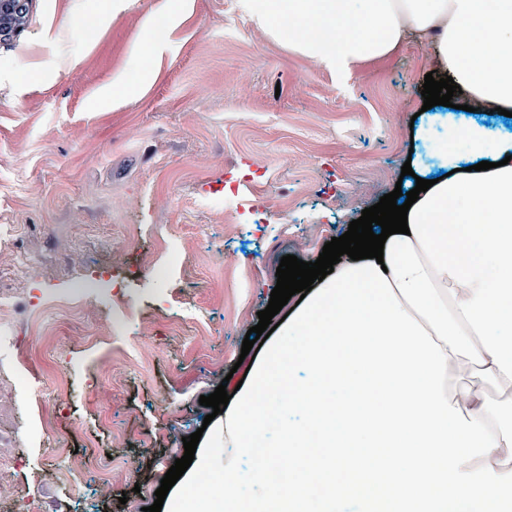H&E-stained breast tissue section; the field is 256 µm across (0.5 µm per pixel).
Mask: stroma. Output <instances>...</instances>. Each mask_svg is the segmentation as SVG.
Returning a JSON list of instances; mask_svg holds the SVG:
<instances>
[{
    "instance_id": "obj_1",
    "label": "stroma",
    "mask_w": 512,
    "mask_h": 512,
    "mask_svg": "<svg viewBox=\"0 0 512 512\" xmlns=\"http://www.w3.org/2000/svg\"><path fill=\"white\" fill-rule=\"evenodd\" d=\"M164 2L115 12L98 0L89 40L88 0H33L23 32L0 41V294L12 302L0 336L35 353L20 369L0 348V512H26L21 489L71 512H141L197 431L216 476L237 465L223 416L208 419L200 396L244 381L260 349L242 356V342L282 256L316 261L394 190L424 77L444 76L414 38L339 73L275 40L240 0H182L153 72L98 104ZM22 63L39 75L18 82ZM158 224L182 247L167 273ZM111 261L121 286L73 315L15 312L29 293L66 287L74 266ZM60 374L59 416L49 393ZM39 416L52 431L33 440Z\"/></svg>"
}]
</instances>
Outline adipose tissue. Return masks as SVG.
Returning a JSON list of instances; mask_svg holds the SVG:
<instances>
[{
  "mask_svg": "<svg viewBox=\"0 0 512 512\" xmlns=\"http://www.w3.org/2000/svg\"><path fill=\"white\" fill-rule=\"evenodd\" d=\"M242 3L339 72L431 43L470 106L512 112V0ZM413 138L407 188L440 180L408 233L382 260L341 256L234 395L224 512H512V130L436 112Z\"/></svg>",
  "mask_w": 512,
  "mask_h": 512,
  "instance_id": "ef3b65f1",
  "label": "adipose tissue"
}]
</instances>
